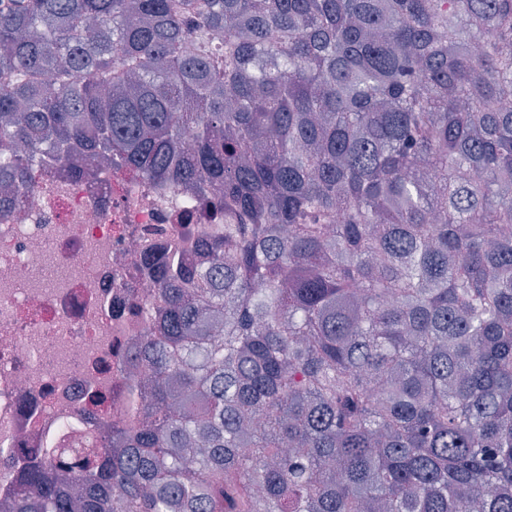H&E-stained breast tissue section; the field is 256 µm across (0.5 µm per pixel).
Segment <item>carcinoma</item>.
I'll use <instances>...</instances> for the list:
<instances>
[{"mask_svg":"<svg viewBox=\"0 0 512 512\" xmlns=\"http://www.w3.org/2000/svg\"><path fill=\"white\" fill-rule=\"evenodd\" d=\"M44 154L233 223L12 512H512V0H0V197Z\"/></svg>","mask_w":512,"mask_h":512,"instance_id":"carcinoma-1","label":"carcinoma"}]
</instances>
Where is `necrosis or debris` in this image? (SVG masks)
Returning <instances> with one entry per match:
<instances>
[{"label":"necrosis or debris","instance_id":"obj_1","mask_svg":"<svg viewBox=\"0 0 512 512\" xmlns=\"http://www.w3.org/2000/svg\"><path fill=\"white\" fill-rule=\"evenodd\" d=\"M38 165L23 208L0 212V512L39 449L74 462L98 447L125 407L155 259L208 262L224 229L191 184Z\"/></svg>","mask_w":512,"mask_h":512}]
</instances>
